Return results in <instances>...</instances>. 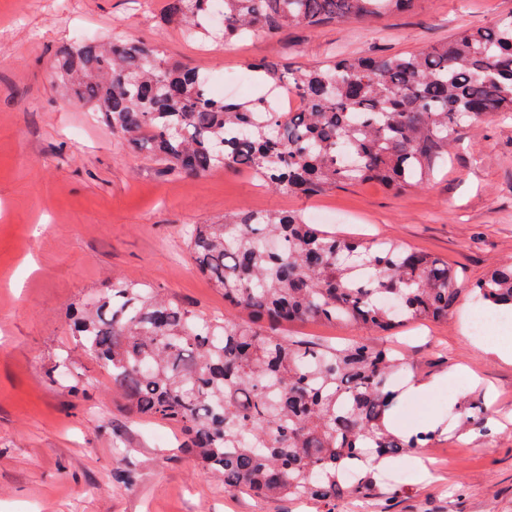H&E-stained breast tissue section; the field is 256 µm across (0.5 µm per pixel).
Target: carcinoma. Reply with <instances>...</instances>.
<instances>
[{
  "label": "carcinoma",
  "mask_w": 512,
  "mask_h": 512,
  "mask_svg": "<svg viewBox=\"0 0 512 512\" xmlns=\"http://www.w3.org/2000/svg\"><path fill=\"white\" fill-rule=\"evenodd\" d=\"M230 43L297 25L377 19L418 0H164L168 22L209 37L215 3ZM74 99L112 132L172 169L248 171L266 186L315 195L380 182L395 191L430 181L462 123L512 112V15L446 42L394 56L326 64H248L299 101L216 99L210 77L156 49L113 37L61 52ZM197 269L242 318L205 317L161 288L114 282L71 328L131 412L179 425L184 451L230 492L310 499L323 512L379 490L366 461H394L435 432L390 423L395 376L409 359L375 337L413 321H442L462 288L448 262L391 241H360L292 212L244 211L198 224ZM487 306L512 310V262L472 284ZM299 322L356 323L370 335L341 346L285 336ZM481 429L483 405L463 406Z\"/></svg>",
  "instance_id": "carcinoma-1"
}]
</instances>
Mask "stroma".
<instances>
[{
    "label": "stroma",
    "mask_w": 512,
    "mask_h": 512,
    "mask_svg": "<svg viewBox=\"0 0 512 512\" xmlns=\"http://www.w3.org/2000/svg\"><path fill=\"white\" fill-rule=\"evenodd\" d=\"M164 0H0V512H320L318 504L229 492L186 455L173 425L131 415L69 327L70 312L117 280L164 289L195 312L237 313L195 267L188 231L239 210H280L337 231L392 241L448 261L471 284L512 258V115L463 127L448 163L422 187L376 182L304 197L247 172L193 176L167 168L74 102L57 73L79 32H113L219 76L264 60L317 65L330 50L385 56L488 27L512 0H421L377 22L332 23L231 44L187 39ZM463 291L447 321L416 322L394 340L409 356L399 426L443 431L377 472L362 512H512V362L474 338ZM483 399L484 430L458 433L459 407ZM123 471L133 481L120 480Z\"/></svg>",
    "instance_id": "stroma-1"
}]
</instances>
